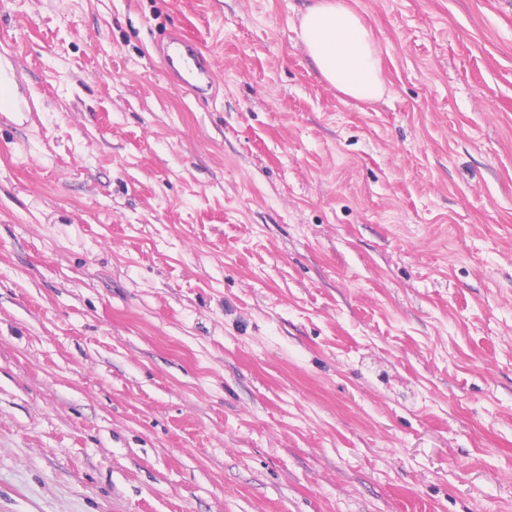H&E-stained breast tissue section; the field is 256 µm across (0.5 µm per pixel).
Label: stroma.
I'll use <instances>...</instances> for the list:
<instances>
[{"mask_svg": "<svg viewBox=\"0 0 512 512\" xmlns=\"http://www.w3.org/2000/svg\"><path fill=\"white\" fill-rule=\"evenodd\" d=\"M308 2L0 0V512H512V0ZM299 29L300 41L329 85L361 101L382 97L376 42L347 0H315L302 12ZM168 81L194 95L214 96L218 80L200 44L179 31L168 32L157 44ZM7 55L0 49V112H36L34 101L23 91V81L11 58L10 64L2 61ZM5 100V102H3Z\"/></svg>", "mask_w": 512, "mask_h": 512, "instance_id": "35a3bbf8", "label": "stroma"}]
</instances>
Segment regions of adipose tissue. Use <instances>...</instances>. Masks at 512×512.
<instances>
[{"label": "adipose tissue", "instance_id": "obj_1", "mask_svg": "<svg viewBox=\"0 0 512 512\" xmlns=\"http://www.w3.org/2000/svg\"><path fill=\"white\" fill-rule=\"evenodd\" d=\"M299 29L300 41L329 85L361 101L382 97L377 45L348 0H313Z\"/></svg>", "mask_w": 512, "mask_h": 512}]
</instances>
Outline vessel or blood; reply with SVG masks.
<instances>
[{
    "mask_svg": "<svg viewBox=\"0 0 512 512\" xmlns=\"http://www.w3.org/2000/svg\"><path fill=\"white\" fill-rule=\"evenodd\" d=\"M158 51L172 86L194 95H215L218 80L200 44L173 31L159 41ZM35 109L33 100L23 91V81L15 64L0 61V111L32 112Z\"/></svg>",
    "mask_w": 512,
    "mask_h": 512,
    "instance_id": "vessel-or-blood-1",
    "label": "vessel or blood"
}]
</instances>
